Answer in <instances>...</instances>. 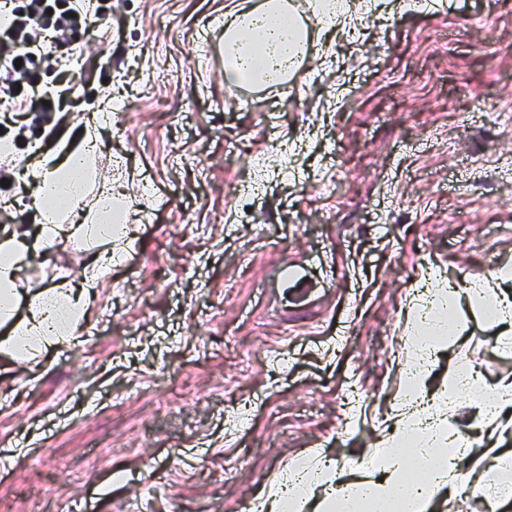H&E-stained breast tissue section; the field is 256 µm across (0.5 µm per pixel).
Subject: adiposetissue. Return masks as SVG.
Masks as SVG:
<instances>
[{"instance_id": "adipose-tissue-1", "label": "adipose tissue", "mask_w": 512, "mask_h": 512, "mask_svg": "<svg viewBox=\"0 0 512 512\" xmlns=\"http://www.w3.org/2000/svg\"><path fill=\"white\" fill-rule=\"evenodd\" d=\"M227 28L234 33V54L224 69L226 82L268 83L274 72L295 73L304 54H315V42L301 21L290 14L262 4L248 10L235 8ZM100 149L96 129L86 128L78 146L64 157L37 160L40 182L42 224L35 238L9 228L0 229V373L19 367L20 351L42 355L49 349L78 342L79 324L85 316L83 299L97 282L112 272L121 256L123 239L119 220L123 209L111 192H103L102 203L85 206V186L91 180V160ZM63 237L97 241L102 251L93 256L80 292L48 289L29 299L25 317H17V282L31 253L51 246ZM466 297L481 305L486 316L499 323H512V268H500L487 279L471 284L467 291L448 287L440 306L429 318L419 320L413 342L420 356L434 354L435 345L426 344L425 335L442 339L454 336L453 300ZM391 430L376 453V474L357 482L342 480L340 467L332 462L311 465L314 497L281 490L262 493L259 512H341L348 501L361 512H431L433 500L443 489L460 484L462 465L469 451L462 445L453 421L429 425L420 417L395 412ZM454 452H447V445ZM414 460L427 479L413 482L406 467Z\"/></svg>"}]
</instances>
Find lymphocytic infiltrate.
<instances>
[{"label": "lymphocytic infiltrate", "instance_id": "f902f5d3", "mask_svg": "<svg viewBox=\"0 0 512 512\" xmlns=\"http://www.w3.org/2000/svg\"><path fill=\"white\" fill-rule=\"evenodd\" d=\"M108 17L101 0H28L23 14L0 23V95L18 102L20 111H62L72 79L57 68V89H47L27 63L34 54L67 45L70 32H91Z\"/></svg>", "mask_w": 512, "mask_h": 512}]
</instances>
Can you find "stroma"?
Segmentation results:
<instances>
[{
    "label": "stroma",
    "mask_w": 512,
    "mask_h": 512,
    "mask_svg": "<svg viewBox=\"0 0 512 512\" xmlns=\"http://www.w3.org/2000/svg\"><path fill=\"white\" fill-rule=\"evenodd\" d=\"M238 2L112 0L111 25L57 51L78 105L0 126L17 230L38 228L31 149L62 153L106 103L93 166L131 195L130 247L80 344L0 380V512H256L311 459L365 473L417 358L405 313L435 291L428 269L461 287L512 265V126L494 110L512 100V0H376L251 98L224 82ZM94 250L34 251L20 304L79 282ZM457 320L427 387L471 370L483 387L454 402L474 452L434 512H484L478 406L512 349L477 307Z\"/></svg>",
    "instance_id": "1"
}]
</instances>
